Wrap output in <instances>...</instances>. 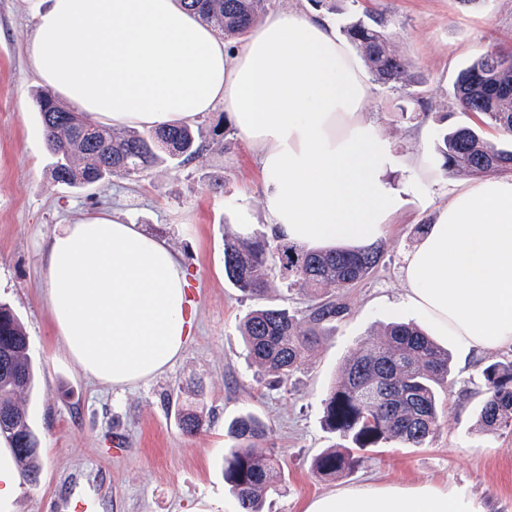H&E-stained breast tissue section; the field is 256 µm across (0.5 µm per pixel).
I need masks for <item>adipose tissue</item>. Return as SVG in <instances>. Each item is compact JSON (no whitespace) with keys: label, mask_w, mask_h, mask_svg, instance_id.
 I'll return each mask as SVG.
<instances>
[{"label":"adipose tissue","mask_w":512,"mask_h":512,"mask_svg":"<svg viewBox=\"0 0 512 512\" xmlns=\"http://www.w3.org/2000/svg\"><path fill=\"white\" fill-rule=\"evenodd\" d=\"M27 45L39 82L118 130L223 106L254 147L272 233L309 247L371 243L402 206L371 84L316 12L272 11L238 47L179 0H47ZM405 258V308L464 350L512 346V175L465 183ZM43 278L54 333L80 370L124 387L164 371L189 336L186 273L165 240L108 212L57 225ZM304 512H479L465 490L367 483Z\"/></svg>","instance_id":"adipose-tissue-1"}]
</instances>
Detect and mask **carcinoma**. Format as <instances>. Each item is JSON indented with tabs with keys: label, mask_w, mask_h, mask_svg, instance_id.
I'll use <instances>...</instances> for the list:
<instances>
[{
	"label": "carcinoma",
	"mask_w": 512,
	"mask_h": 512,
	"mask_svg": "<svg viewBox=\"0 0 512 512\" xmlns=\"http://www.w3.org/2000/svg\"><path fill=\"white\" fill-rule=\"evenodd\" d=\"M199 19L224 34L241 39L259 21L268 0H180ZM374 81L398 87L410 78V63L392 47L386 21L366 14L344 28ZM42 133L52 156L55 181L83 187L113 177L138 176L155 167L177 168L206 150L200 130L189 125L148 132L117 131L66 107L50 90L34 95ZM453 102L460 112L482 117L498 131L488 140L478 126L451 125L439 130L435 161L446 173L484 177L512 172V52L487 50L462 68L454 82ZM386 242L358 248L311 249L278 236L224 237V275L241 293L264 298L274 270L289 287L305 293L308 305L291 311L261 305L240 320L247 355L276 388H285L304 369L336 323L348 315L340 298L345 290L374 274ZM450 375L448 349L412 323L391 322L371 335L349 357L323 400L322 424L341 443L314 456L310 469L321 479H334L359 468L364 457L356 450L396 441L421 448L439 426L440 391ZM482 375L486 397L480 421L487 431L512 429V360L487 365ZM35 379L29 342L18 315L0 303V435L12 443L17 469L33 483L39 472L40 437L27 408ZM182 430L197 434L206 420L193 402L176 401ZM233 444L224 452V483L237 512H264L269 494L277 490L284 469L267 449V425L247 412L227 426Z\"/></svg>",
	"instance_id": "obj_1"
}]
</instances>
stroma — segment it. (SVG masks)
Listing matches in <instances>:
<instances>
[{
    "mask_svg": "<svg viewBox=\"0 0 512 512\" xmlns=\"http://www.w3.org/2000/svg\"><path fill=\"white\" fill-rule=\"evenodd\" d=\"M45 0H0V302L21 318L29 337L36 380L29 397L41 439L37 482L23 484L11 512H63L70 496L98 493L100 512H234L224 483L226 425L255 412L268 426L285 477L264 512H303L315 497L365 482H418L467 489L480 512H512V431H486L479 421L485 398L482 370L512 359V347L464 358L445 341L451 357L441 394L440 427L422 448L388 442L365 449L368 461L333 481L310 472L314 455L335 438L321 424L322 400L347 357L367 335L394 320L414 321L401 305L404 259L422 240L427 219L447 202L456 176L428 172L412 179L411 158L431 159L444 122L479 124L452 109L457 72L493 47L512 48V0H341L338 12L314 0H269V10H319L336 26L372 11L388 21L397 50L412 63L408 85L373 84L365 116L386 138L396 158L390 172L405 203L381 237L387 244L378 271L343 299L350 313L331 330L287 391L267 390L251 367L237 329L257 306L224 278V239L269 230L265 196L252 147L223 108L197 118L204 136L224 133L212 148L176 169L73 188L54 180L33 97L39 87L25 44ZM223 179L213 189L214 179ZM110 210L163 237L187 275L193 318L188 342L162 373L134 386L113 388L82 374L55 336L41 273L45 240L56 225ZM201 387L209 427L184 433L169 398L177 389ZM121 455H113L114 445Z\"/></svg>",
    "mask_w": 512,
    "mask_h": 512,
    "instance_id": "stroma-1",
    "label": "stroma"
}]
</instances>
